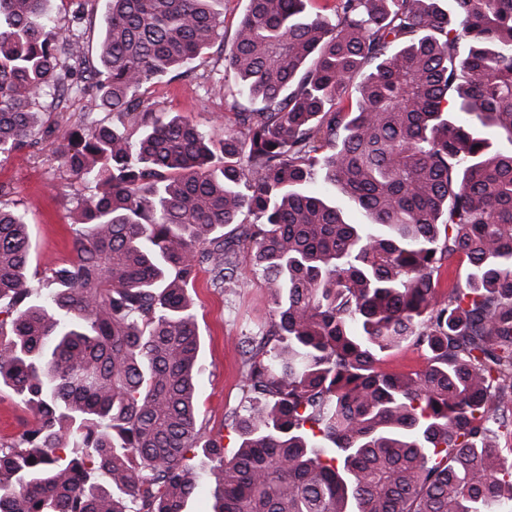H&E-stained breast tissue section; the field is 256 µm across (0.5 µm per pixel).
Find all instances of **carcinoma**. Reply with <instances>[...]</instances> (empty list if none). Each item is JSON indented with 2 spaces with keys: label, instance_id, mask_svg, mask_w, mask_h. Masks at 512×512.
I'll use <instances>...</instances> for the list:
<instances>
[{
  "label": "carcinoma",
  "instance_id": "carcinoma-1",
  "mask_svg": "<svg viewBox=\"0 0 512 512\" xmlns=\"http://www.w3.org/2000/svg\"><path fill=\"white\" fill-rule=\"evenodd\" d=\"M47 2L0 0V157L52 136L39 98L69 91L64 56L90 107L49 149L98 192L74 255L41 272L25 215L0 206V386L36 415L0 444V512H184L187 288L207 262L238 287L243 247L275 308L242 341L236 452L204 445L214 512H512V0H325L333 23L248 0L217 147L151 87L223 39L220 0H106L92 66ZM456 262L465 284L438 293ZM410 342L423 368L379 370Z\"/></svg>",
  "mask_w": 512,
  "mask_h": 512
}]
</instances>
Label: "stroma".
Instances as JSON below:
<instances>
[{
    "instance_id": "35a3bbf8",
    "label": "stroma",
    "mask_w": 512,
    "mask_h": 512,
    "mask_svg": "<svg viewBox=\"0 0 512 512\" xmlns=\"http://www.w3.org/2000/svg\"><path fill=\"white\" fill-rule=\"evenodd\" d=\"M247 0H221L224 42L207 50L198 75L153 87V101L165 111L201 125L219 138L224 128L216 116L232 120L224 103V48L232 44ZM50 13L63 35L79 40L87 58H94L103 29L104 0H50ZM0 185L7 190L0 202L23 210L35 248L32 265L55 264L71 256L78 199L95 194L91 183L71 181L46 144L13 153L0 161ZM188 294L194 303L200 349L196 376L197 426L204 438L222 443L233 454L239 439L228 425L229 417L243 403L244 374L241 341L256 331L273 311L261 276H248L245 287L225 291L211 285L209 266H201ZM34 416L13 391L0 388V443L14 440Z\"/></svg>"
}]
</instances>
